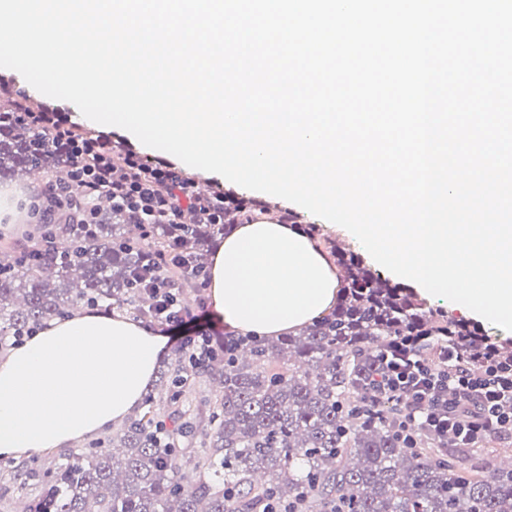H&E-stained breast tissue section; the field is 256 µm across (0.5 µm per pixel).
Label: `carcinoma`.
<instances>
[{
  "mask_svg": "<svg viewBox=\"0 0 512 512\" xmlns=\"http://www.w3.org/2000/svg\"><path fill=\"white\" fill-rule=\"evenodd\" d=\"M64 150L0 103V183L27 170L51 179ZM51 232L15 248L0 263V349L74 308L105 303L154 321L153 298L133 273L152 261L177 288L195 280L159 262L175 224L143 233L139 215L105 202L92 224L74 201L44 200ZM183 246L206 267L205 247L230 224H184ZM344 284L336 306L295 336L267 342L237 337L213 343L201 359L177 351L155 385L147 410L116 433L52 469L22 462L12 488L34 481L40 493L18 512H512V467L495 466L469 448H447L436 435L413 433L405 446L398 408L373 404L371 376L382 351L410 336L423 353L455 348L474 368L512 362V342L498 345L481 329L430 309L417 295L334 246ZM199 383L196 411L182 409L183 387ZM170 412L152 411L155 399ZM195 449L185 458L184 448Z\"/></svg>",
  "mask_w": 512,
  "mask_h": 512,
  "instance_id": "cac0c4a2",
  "label": "carcinoma"
}]
</instances>
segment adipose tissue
Wrapping results in <instances>:
<instances>
[{"mask_svg": "<svg viewBox=\"0 0 512 512\" xmlns=\"http://www.w3.org/2000/svg\"><path fill=\"white\" fill-rule=\"evenodd\" d=\"M340 286L327 253L267 214L238 225L210 257L214 311L244 334L296 333L329 312ZM165 351L154 328L82 307L0 350V458L72 448L122 423Z\"/></svg>", "mask_w": 512, "mask_h": 512, "instance_id": "adipose-tissue-1", "label": "adipose tissue"}]
</instances>
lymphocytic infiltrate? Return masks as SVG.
I'll return each instance as SVG.
<instances>
[{
  "instance_id": "f902f5d3",
  "label": "lymphocytic infiltrate",
  "mask_w": 512,
  "mask_h": 512,
  "mask_svg": "<svg viewBox=\"0 0 512 512\" xmlns=\"http://www.w3.org/2000/svg\"><path fill=\"white\" fill-rule=\"evenodd\" d=\"M22 109L23 120L48 127L53 142L66 149L65 176L53 195H80L88 201L106 195L121 207L142 215L147 224H172L182 209L196 212L199 223L220 224L224 211L236 207L235 194L214 190L212 200L195 193V182L177 167L154 164L122 143L78 128L52 112H27L25 96L0 86ZM372 396L398 404L403 425L422 426L445 437L455 448H472L485 439L512 431V367L488 363L464 367L457 351L444 349L438 360L416 353L408 338L393 343L373 377Z\"/></svg>"
}]
</instances>
